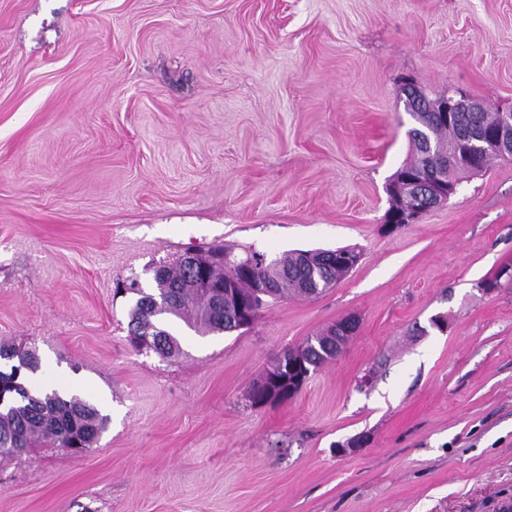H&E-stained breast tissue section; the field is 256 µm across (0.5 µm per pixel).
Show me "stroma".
I'll list each match as a JSON object with an SVG mask.
<instances>
[{
    "label": "stroma",
    "mask_w": 512,
    "mask_h": 512,
    "mask_svg": "<svg viewBox=\"0 0 512 512\" xmlns=\"http://www.w3.org/2000/svg\"><path fill=\"white\" fill-rule=\"evenodd\" d=\"M408 80L511 107L512 0H0V345L119 411L85 454L0 456V512L512 506V160L387 231ZM210 246L361 258L248 330L182 328L178 358L134 347L118 283ZM352 314L299 394L252 405Z\"/></svg>",
    "instance_id": "stroma-1"
}]
</instances>
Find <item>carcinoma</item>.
Returning <instances> with one entry per match:
<instances>
[{
  "label": "carcinoma",
  "mask_w": 512,
  "mask_h": 512,
  "mask_svg": "<svg viewBox=\"0 0 512 512\" xmlns=\"http://www.w3.org/2000/svg\"><path fill=\"white\" fill-rule=\"evenodd\" d=\"M415 127L409 130L413 159L401 167L396 175L417 172L421 169L439 174L448 183L458 184L459 175L479 173L488 166L492 157L480 150L472 153V161L456 162L462 150L461 138L465 131L473 132L497 123L496 112H459L451 124L437 122L432 112H412ZM254 260L250 276L234 278L224 272V305L214 303L199 295L192 274L176 264L167 267L166 274L153 276L154 286L133 291L134 302L129 311L130 333L156 330L155 351L166 358H177L182 353L179 338L173 333L171 323L184 322L202 333H223L240 328L237 319L235 296L248 294L264 285L271 286L270 298L288 295L316 298L346 276L336 266L335 258L317 252L306 258L304 252H288L270 264L259 259L256 252L248 253L243 260ZM333 329L310 336L301 345L307 367L305 378L324 363L335 358L333 354ZM21 372L17 380L4 378L25 387V377L35 375L40 368L34 351L24 350L15 354ZM107 423V416L91 402L83 399L63 398L55 389L45 391L12 408L0 421V455L19 456L42 442L58 448H71L74 442L86 444L90 449L97 442Z\"/></svg>",
  "instance_id": "cac0c4a2"
}]
</instances>
